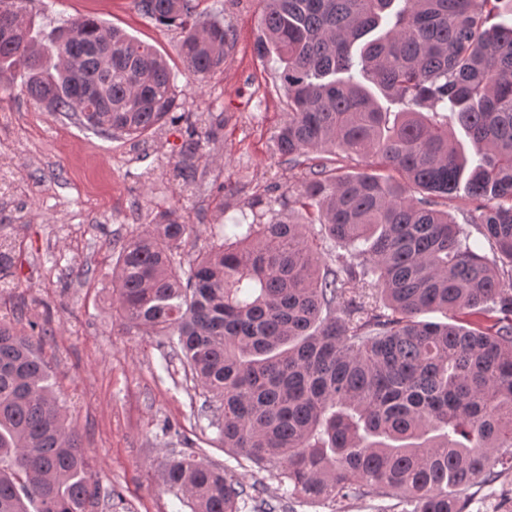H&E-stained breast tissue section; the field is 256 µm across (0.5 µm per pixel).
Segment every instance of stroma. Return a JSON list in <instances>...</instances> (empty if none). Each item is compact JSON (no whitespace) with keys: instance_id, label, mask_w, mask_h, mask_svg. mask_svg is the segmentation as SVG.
Segmentation results:
<instances>
[{"instance_id":"1","label":"stroma","mask_w":512,"mask_h":512,"mask_svg":"<svg viewBox=\"0 0 512 512\" xmlns=\"http://www.w3.org/2000/svg\"><path fill=\"white\" fill-rule=\"evenodd\" d=\"M196 3L199 20L224 22L235 39L223 64L203 76L178 55L180 29L143 16L134 0H32L35 32L96 16L168 58L185 111L221 112L228 121L199 164V184L187 188L171 173L184 121L136 142L110 137L73 113L44 111L14 84L0 98V237L13 257L0 317L26 332L50 328L43 356L106 493L99 512H192L163 481L171 453L186 448L243 484L262 480L266 499L286 512H380L394 499H295L275 473L226 453L178 357L161 337L126 330L112 314L113 247L152 212L180 207L197 227L192 253L210 246L213 228L252 220L307 176L275 150L288 106L278 63L254 53L262 0Z\"/></svg>"}]
</instances>
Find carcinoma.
Masks as SVG:
<instances>
[{"instance_id": "1", "label": "carcinoma", "mask_w": 512, "mask_h": 512, "mask_svg": "<svg viewBox=\"0 0 512 512\" xmlns=\"http://www.w3.org/2000/svg\"><path fill=\"white\" fill-rule=\"evenodd\" d=\"M30 0H0V90L78 112L100 133L137 138L176 109L168 62L95 16L41 39ZM195 0H136L184 33L204 76L233 43ZM261 59L276 57L288 118L275 143L307 165L303 214L226 224L190 259L196 227L158 211L117 249L113 308L162 336L220 412L224 450L274 471L313 501L397 497L400 512H466L469 490L512 477V0H263ZM112 58V66L104 59ZM404 105L394 120L365 82ZM450 112L478 150L471 162ZM174 164L184 186L227 117L183 115ZM366 159L339 175L320 154ZM472 204L471 233L433 197ZM348 246L336 252V244ZM435 309L446 323L420 316ZM44 334L0 320V512H94L100 488L41 355ZM165 482L192 512H239L243 484L196 452Z\"/></svg>"}]
</instances>
